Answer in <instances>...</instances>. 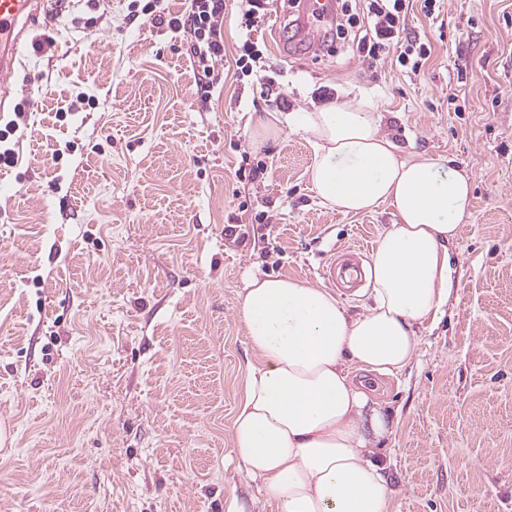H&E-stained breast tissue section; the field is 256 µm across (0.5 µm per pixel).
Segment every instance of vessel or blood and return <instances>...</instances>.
Segmentation results:
<instances>
[{"instance_id":"1","label":"vessel or blood","mask_w":512,"mask_h":512,"mask_svg":"<svg viewBox=\"0 0 512 512\" xmlns=\"http://www.w3.org/2000/svg\"><path fill=\"white\" fill-rule=\"evenodd\" d=\"M48 0H0V105L9 95L8 79L22 64L23 46L29 30L35 26ZM305 18L301 26L304 39L317 37L309 18H328L335 10L334 0H303ZM359 247L341 249L335 262L323 271L324 279L338 289H345L348 278L357 269L356 261L362 258Z\"/></svg>"}]
</instances>
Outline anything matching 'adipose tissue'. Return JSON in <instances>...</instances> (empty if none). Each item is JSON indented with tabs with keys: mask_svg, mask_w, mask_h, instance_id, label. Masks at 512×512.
<instances>
[{
	"mask_svg": "<svg viewBox=\"0 0 512 512\" xmlns=\"http://www.w3.org/2000/svg\"><path fill=\"white\" fill-rule=\"evenodd\" d=\"M284 120L312 138L322 203L352 215L388 203L398 221L371 252L375 305L365 314L347 316L328 288L299 278L249 281L238 317L255 359L243 370L232 446L277 512H389L372 459L388 421L349 369L387 375L412 362L417 326L452 290L449 246L471 216V181L445 159L403 156L380 113L352 99Z\"/></svg>",
	"mask_w": 512,
	"mask_h": 512,
	"instance_id": "obj_1",
	"label": "adipose tissue"
}]
</instances>
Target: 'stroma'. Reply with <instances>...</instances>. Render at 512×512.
Here are the masks:
<instances>
[{"label":"stroma","mask_w":512,"mask_h":512,"mask_svg":"<svg viewBox=\"0 0 512 512\" xmlns=\"http://www.w3.org/2000/svg\"><path fill=\"white\" fill-rule=\"evenodd\" d=\"M134 1L55 0L9 81L29 126L0 167V512H274L228 433L252 357L240 295L253 276L320 284L334 249H373L398 216L322 205L311 137L258 127L278 106L234 75L235 5L204 103L185 41L130 20ZM287 23L269 0L265 64L290 111L325 89L371 104L405 156L472 180L455 287L413 362L351 371L391 424L389 512H512V0L413 10L431 45L415 77L290 46ZM246 154L262 181L238 178Z\"/></svg>","instance_id":"obj_1"}]
</instances>
